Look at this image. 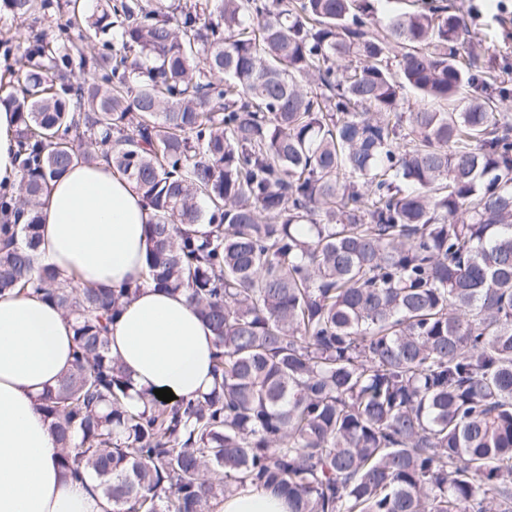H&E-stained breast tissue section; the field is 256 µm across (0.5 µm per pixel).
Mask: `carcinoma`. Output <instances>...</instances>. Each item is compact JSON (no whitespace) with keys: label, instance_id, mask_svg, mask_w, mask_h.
<instances>
[{"label":"carcinoma","instance_id":"cac0c4a2","mask_svg":"<svg viewBox=\"0 0 512 512\" xmlns=\"http://www.w3.org/2000/svg\"><path fill=\"white\" fill-rule=\"evenodd\" d=\"M2 14L29 34L0 98L21 171L0 190V297L34 293L72 320V368L38 398L62 476L91 474L112 512H213L251 485L291 512H512V80L477 65L460 9L0 0ZM87 31L107 50L73 82ZM405 89L437 106L400 111ZM100 158L155 213L150 282L186 292L213 332L197 399L128 407L108 333L133 288L38 261L40 196Z\"/></svg>","mask_w":512,"mask_h":512}]
</instances>
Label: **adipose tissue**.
<instances>
[{
  "label": "adipose tissue",
  "mask_w": 512,
  "mask_h": 512,
  "mask_svg": "<svg viewBox=\"0 0 512 512\" xmlns=\"http://www.w3.org/2000/svg\"><path fill=\"white\" fill-rule=\"evenodd\" d=\"M16 117L0 105V182L18 185ZM39 252L81 285L135 286L112 324L110 354L130 373L132 402L170 388L195 398L212 382L213 335L185 293L145 281L147 224L135 184L104 160L75 162L40 199ZM73 329L58 308L29 296L0 297V512H108L91 478L62 477L59 448L37 397L72 364ZM216 512H289L261 488L225 496Z\"/></svg>",
  "instance_id": "ef3b65f1"
}]
</instances>
